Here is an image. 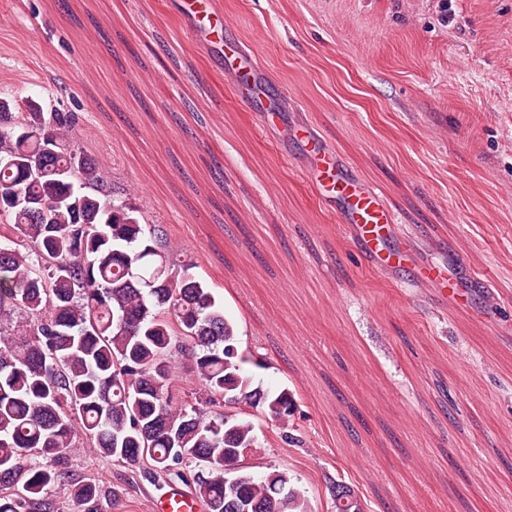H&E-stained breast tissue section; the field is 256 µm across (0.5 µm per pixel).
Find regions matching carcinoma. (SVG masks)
Here are the masks:
<instances>
[{"label":"carcinoma","mask_w":512,"mask_h":512,"mask_svg":"<svg viewBox=\"0 0 512 512\" xmlns=\"http://www.w3.org/2000/svg\"><path fill=\"white\" fill-rule=\"evenodd\" d=\"M76 112L0 96V512H55L58 465L81 438L100 456L176 478L208 512H311L286 469L244 473L257 410L293 445L294 394L254 385L236 326L163 228L112 198L75 137ZM203 393L178 401L172 357ZM70 512H103L76 484Z\"/></svg>","instance_id":"1"}]
</instances>
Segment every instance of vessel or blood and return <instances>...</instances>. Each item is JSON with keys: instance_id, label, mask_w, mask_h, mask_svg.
Returning <instances> with one entry per match:
<instances>
[{"instance_id": "vessel-or-blood-1", "label": "vessel or blood", "mask_w": 512, "mask_h": 512, "mask_svg": "<svg viewBox=\"0 0 512 512\" xmlns=\"http://www.w3.org/2000/svg\"><path fill=\"white\" fill-rule=\"evenodd\" d=\"M183 2L184 14L192 22L189 33L193 40L223 44L224 72L233 84L237 100L249 111L261 113L265 126H275L279 114L264 108L267 89L255 53L229 37L228 25L217 22L223 14L220 0ZM286 136L301 146L307 158L308 181L317 188L323 200L335 202L338 222L350 232L363 261L376 270L412 263L409 246L390 242L396 217L377 190L349 175L334 151L319 143L308 131L293 129L287 131ZM416 282L436 288V302L440 305L487 285L486 277L476 273L467 279H451L446 269L437 264L420 266Z\"/></svg>"}]
</instances>
